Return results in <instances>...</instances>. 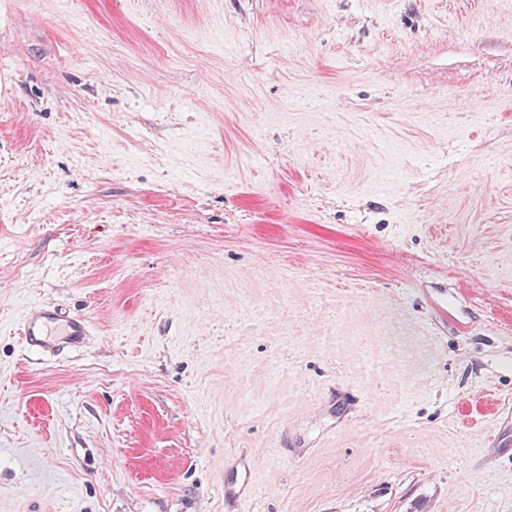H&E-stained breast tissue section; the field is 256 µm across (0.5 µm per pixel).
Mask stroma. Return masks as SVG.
Here are the masks:
<instances>
[{
  "mask_svg": "<svg viewBox=\"0 0 512 512\" xmlns=\"http://www.w3.org/2000/svg\"><path fill=\"white\" fill-rule=\"evenodd\" d=\"M238 506L512 512V0H0V512ZM22 332L30 345L55 350L61 344L79 343L86 336L87 324L81 317L62 316L55 307L42 305L24 316Z\"/></svg>",
  "mask_w": 512,
  "mask_h": 512,
  "instance_id": "35a3bbf8",
  "label": "stroma"
}]
</instances>
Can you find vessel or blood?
Returning a JSON list of instances; mask_svg holds the SVG:
<instances>
[{
	"instance_id": "obj_1",
	"label": "vessel or blood",
	"mask_w": 512,
	"mask_h": 512,
	"mask_svg": "<svg viewBox=\"0 0 512 512\" xmlns=\"http://www.w3.org/2000/svg\"><path fill=\"white\" fill-rule=\"evenodd\" d=\"M27 343L46 350L79 343L87 333L85 319L59 314L54 307L42 305L30 309L22 322Z\"/></svg>"
}]
</instances>
